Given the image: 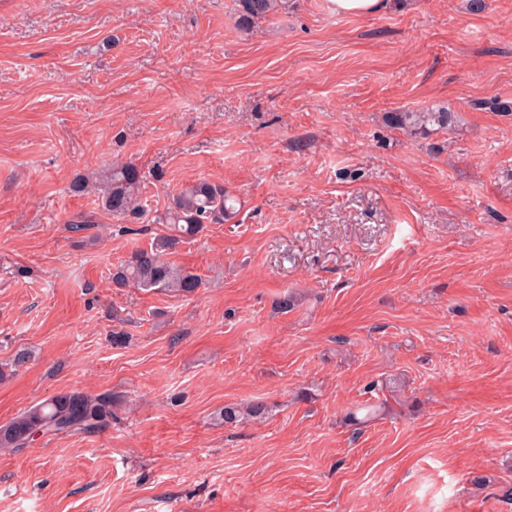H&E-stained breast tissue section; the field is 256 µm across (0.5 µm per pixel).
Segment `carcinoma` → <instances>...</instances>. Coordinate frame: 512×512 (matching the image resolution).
I'll use <instances>...</instances> for the list:
<instances>
[{
    "label": "carcinoma",
    "instance_id": "1",
    "mask_svg": "<svg viewBox=\"0 0 512 512\" xmlns=\"http://www.w3.org/2000/svg\"><path fill=\"white\" fill-rule=\"evenodd\" d=\"M279 6L278 0H238L239 22L243 27L266 20ZM450 112H393L389 123L413 135L424 136L451 125ZM145 176L132 163H114L101 175L98 185L76 181L72 190L84 193L94 189L101 196L102 208L115 217L139 218L145 212ZM236 213L233 199L224 187L207 179L197 180L172 196L168 206L155 212L153 223L169 226V233L156 237L147 248L136 247L112 273L117 287L133 286L178 296H188L201 287V278L169 259L180 243L196 236L204 225L222 224ZM267 406L255 399L246 407H224V422L245 418L260 419ZM112 420V399L81 391L58 393L36 403L21 414L0 424V449L17 451L29 446L38 436L91 432Z\"/></svg>",
    "mask_w": 512,
    "mask_h": 512
}]
</instances>
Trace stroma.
Wrapping results in <instances>:
<instances>
[{
  "label": "stroma",
  "mask_w": 512,
  "mask_h": 512,
  "mask_svg": "<svg viewBox=\"0 0 512 512\" xmlns=\"http://www.w3.org/2000/svg\"><path fill=\"white\" fill-rule=\"evenodd\" d=\"M512 0H0V423L58 393L90 433L0 449V512H512ZM452 112L415 138L392 112ZM148 210L240 202L118 288L133 247L74 181ZM90 217L85 230L68 227ZM292 295L295 307L277 304ZM262 399L259 420L225 407ZM386 400L362 427L346 407ZM279 6L278 0H238L239 22L243 27L266 20ZM339 14H367L378 10L381 0H330ZM145 176L132 163H113L112 169L101 175L95 193L101 196L102 208L115 217L140 218L145 212L143 188ZM236 213L233 199L224 187L200 179L172 196L168 206L155 211L153 224H166L169 232L156 237L148 248L136 247L112 273L117 287L133 286L178 296H188L201 287V278L172 262V254L184 240L196 236L204 224H222Z\"/></svg>",
  "instance_id": "1"
}]
</instances>
